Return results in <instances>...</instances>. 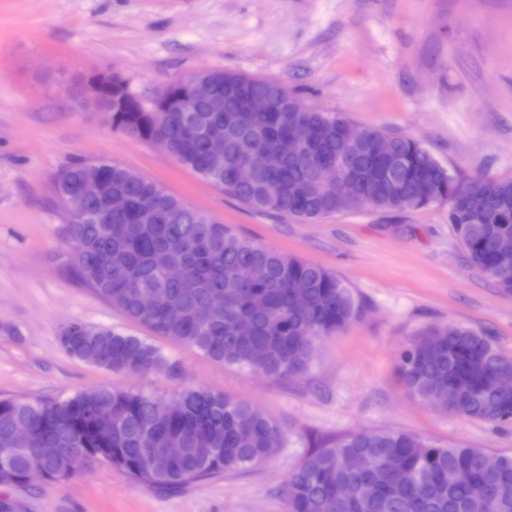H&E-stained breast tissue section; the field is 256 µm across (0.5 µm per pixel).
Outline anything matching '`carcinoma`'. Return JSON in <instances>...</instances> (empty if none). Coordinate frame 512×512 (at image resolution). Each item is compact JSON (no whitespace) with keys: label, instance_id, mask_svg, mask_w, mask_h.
Segmentation results:
<instances>
[{"label":"carcinoma","instance_id":"obj_1","mask_svg":"<svg viewBox=\"0 0 512 512\" xmlns=\"http://www.w3.org/2000/svg\"><path fill=\"white\" fill-rule=\"evenodd\" d=\"M268 96L275 112H246L243 91ZM182 103L185 112H172ZM145 112H114L112 128L147 141L165 136L171 155L242 205L300 222L356 211L365 206L404 212L448 203V223L469 262L498 288L512 293V178L476 176L456 181L416 139L381 128L360 127L340 114L316 109L281 81L228 70L201 71L158 91ZM224 131V166L245 160L269 141L280 144L282 162L260 171L248 185L215 176L208 166L207 142L190 128ZM310 143L313 164L300 168L288 157V133ZM389 137L388 160L373 144ZM351 160L345 194L317 182V166ZM90 172L76 161L61 170L64 189L76 190ZM107 187L130 200V209L96 221H71L68 235L79 245L75 263L82 279L128 318L156 334L181 342L206 357L259 368L270 376L301 374L314 354L315 340L345 330L361 316L350 289L328 269L280 253L236 235L224 224L186 206L152 180L121 164L103 171ZM166 256L195 284L167 280L155 266ZM307 285L300 303L293 280ZM154 298L143 305V296ZM251 322L247 336L237 324ZM70 355L110 372L178 373L149 343L83 324L59 336ZM264 347L257 366L253 347ZM512 370L487 334L470 327L429 324L412 334L397 363L400 382L425 400L460 399L459 415L491 424H512V389L494 377ZM112 417V437L98 434ZM28 423L33 441L13 449L16 424ZM281 440L278 425L262 411L188 386L169 397L120 387L84 390L61 401L0 400V485L21 486L39 477L48 482L68 468L106 463L148 488L178 487L210 476L256 466ZM177 444L183 457L169 462L162 451ZM53 448L51 457L40 453ZM216 448L210 464L205 458ZM362 457L361 471L342 459ZM485 486L475 499L470 484ZM369 484L373 495L360 488ZM287 512H512V456L482 448H448L401 431H360L307 455L288 476Z\"/></svg>","mask_w":512,"mask_h":512}]
</instances>
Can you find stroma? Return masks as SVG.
<instances>
[{"mask_svg": "<svg viewBox=\"0 0 512 512\" xmlns=\"http://www.w3.org/2000/svg\"><path fill=\"white\" fill-rule=\"evenodd\" d=\"M202 70L282 81L323 111L418 139L450 171L512 178V0H0V399L202 386L282 430L263 464L176 490L100 464L0 496L21 512H287L289 471L355 432L511 456L512 425L439 411L396 373L408 339L431 323L482 331L512 356V294L470 265L447 204L307 223L256 212L66 92L81 75L112 71L150 97ZM78 159L127 166L237 235L329 269L361 318L320 338L305 373L288 379L156 335L79 275L52 187ZM71 323L139 337L182 375L112 373L75 358L58 341Z\"/></svg>", "mask_w": 512, "mask_h": 512, "instance_id": "35a3bbf8", "label": "stroma"}]
</instances>
